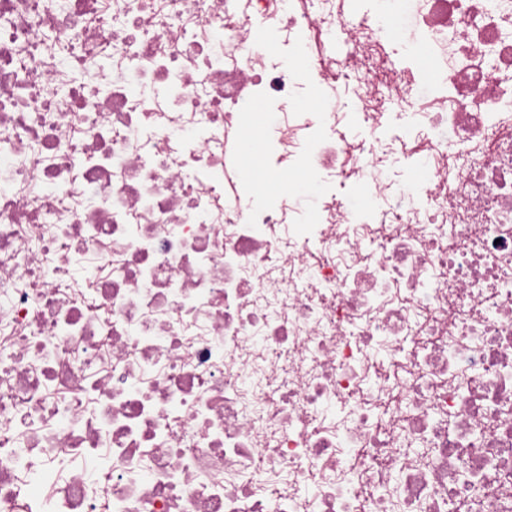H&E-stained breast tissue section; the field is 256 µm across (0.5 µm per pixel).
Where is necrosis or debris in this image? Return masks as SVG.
I'll use <instances>...</instances> for the list:
<instances>
[{
	"label": "necrosis or debris",
	"mask_w": 512,
	"mask_h": 512,
	"mask_svg": "<svg viewBox=\"0 0 512 512\" xmlns=\"http://www.w3.org/2000/svg\"><path fill=\"white\" fill-rule=\"evenodd\" d=\"M0 512H512V0H0Z\"/></svg>",
	"instance_id": "necrosis-or-debris-1"
}]
</instances>
